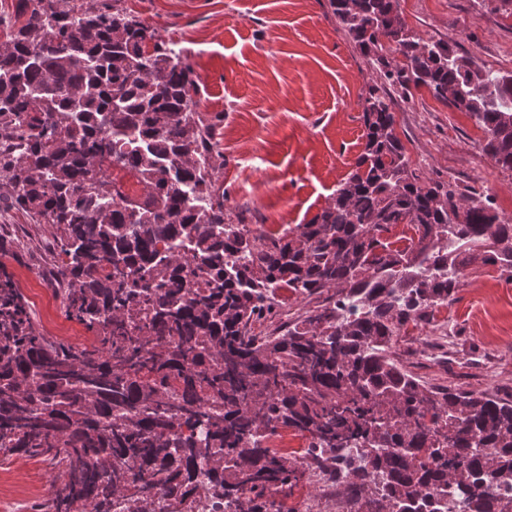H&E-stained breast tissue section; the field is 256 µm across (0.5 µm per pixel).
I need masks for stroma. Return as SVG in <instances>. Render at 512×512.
Returning a JSON list of instances; mask_svg holds the SVG:
<instances>
[{
    "instance_id": "stroma-1",
    "label": "stroma",
    "mask_w": 512,
    "mask_h": 512,
    "mask_svg": "<svg viewBox=\"0 0 512 512\" xmlns=\"http://www.w3.org/2000/svg\"><path fill=\"white\" fill-rule=\"evenodd\" d=\"M184 49L200 84L198 110L215 125L212 179L226 212L280 233L326 206L364 146L360 95L373 67L339 28L328 0H122ZM407 27L448 43L476 66L512 71V15L492 0H398ZM397 132L427 177L496 190L512 217V171L497 167L469 113L424 88L395 96ZM0 187V276L28 302L36 327L76 345L90 332L69 319L51 279V225L9 206ZM395 351L435 388L512 396V282L476 265L454 300L408 325ZM37 458L0 462V499L26 504L50 491Z\"/></svg>"
}]
</instances>
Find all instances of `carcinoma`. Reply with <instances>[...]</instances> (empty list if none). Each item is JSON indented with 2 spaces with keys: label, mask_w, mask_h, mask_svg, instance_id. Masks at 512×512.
Returning a JSON list of instances; mask_svg holds the SVG:
<instances>
[{
  "label": "carcinoma",
  "mask_w": 512,
  "mask_h": 512,
  "mask_svg": "<svg viewBox=\"0 0 512 512\" xmlns=\"http://www.w3.org/2000/svg\"><path fill=\"white\" fill-rule=\"evenodd\" d=\"M118 2L17 0L0 17V180L55 228V292L94 339L39 332L0 279V454L51 463L55 512H196L200 489L213 509L284 512L279 495L311 468L365 512H442L452 496L512 512L496 496L512 489V400L428 388L394 351L462 271L497 265L512 281V219L424 176L390 107L427 88L512 171V78L411 34L398 0H328L375 71L364 149L321 212L268 235L224 213L182 49ZM123 154L137 197L112 179ZM396 224L414 230L403 247L383 238ZM278 290L316 305L255 332ZM288 428L311 441L302 457L261 446ZM342 448L355 454L340 466Z\"/></svg>",
  "instance_id": "carcinoma-1"
}]
</instances>
